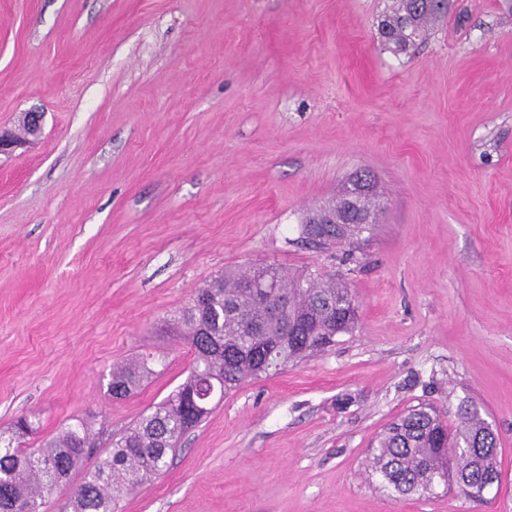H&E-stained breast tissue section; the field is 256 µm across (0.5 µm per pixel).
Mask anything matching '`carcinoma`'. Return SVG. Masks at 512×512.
<instances>
[{"mask_svg": "<svg viewBox=\"0 0 512 512\" xmlns=\"http://www.w3.org/2000/svg\"><path fill=\"white\" fill-rule=\"evenodd\" d=\"M441 2L396 0L379 20L380 42L395 53L407 52L426 38L431 21L448 14ZM371 185L368 174L355 175L351 188L323 210L326 223L299 225L300 237L323 248L353 245L369 225L356 223L349 211L373 220L378 210L365 191ZM358 321L351 289L321 273L291 275L264 264L215 276L166 324L193 353L188 377L96 458L73 489L69 508L114 512L118 497L160 475L179 439L209 413L193 410L189 395L211 392L222 399L251 379L326 351ZM156 374L144 360L116 366L108 393L125 399ZM35 430L31 417L24 416L14 424L13 436L0 435V512H44L46 496L70 481L95 446L88 420L67 426L38 448L16 443ZM372 455L381 487L394 498L420 497L442 486L482 501L486 482L501 478L498 437L478 409L466 404L458 407L454 423L431 408L409 410L378 436Z\"/></svg>", "mask_w": 512, "mask_h": 512, "instance_id": "carcinoma-1", "label": "carcinoma"}]
</instances>
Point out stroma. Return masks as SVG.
Wrapping results in <instances>:
<instances>
[{
	"label": "stroma",
	"mask_w": 512,
	"mask_h": 512,
	"mask_svg": "<svg viewBox=\"0 0 512 512\" xmlns=\"http://www.w3.org/2000/svg\"><path fill=\"white\" fill-rule=\"evenodd\" d=\"M389 3L0 0V434L93 415L110 450L188 375L162 322L275 263L345 282L357 329L213 402L118 512H512V6L453 0L396 55ZM360 171L359 247L301 241ZM131 358L156 375L112 400ZM463 402L499 438L485 503L388 498L374 440Z\"/></svg>",
	"instance_id": "stroma-1"
}]
</instances>
